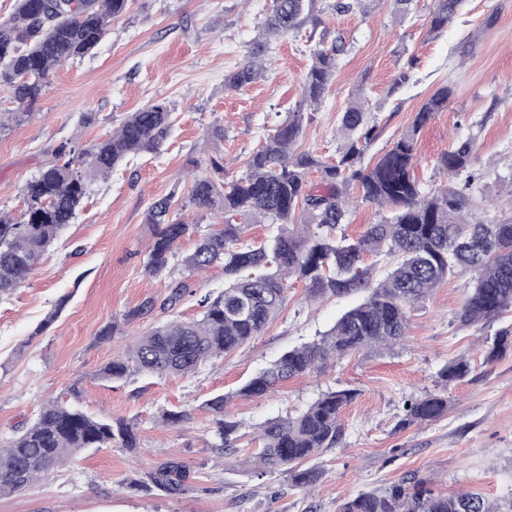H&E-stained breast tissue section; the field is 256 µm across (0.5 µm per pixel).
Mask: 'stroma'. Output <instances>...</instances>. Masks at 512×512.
Listing matches in <instances>:
<instances>
[{
	"mask_svg": "<svg viewBox=\"0 0 512 512\" xmlns=\"http://www.w3.org/2000/svg\"><path fill=\"white\" fill-rule=\"evenodd\" d=\"M335 3L316 0L319 25L270 39L261 77L228 90L224 78L258 38L269 0H135L113 19L93 55L56 68L34 117L0 138V210L16 214L25 207L26 182L54 160L62 143L103 139L127 113L158 101L173 112L162 151L93 180L74 223L27 282L0 300V442L31 424L42 404L58 400L128 421L137 446L81 452L22 492L0 496V512H336L343 499L410 476L436 494L473 491L512 500V346L487 357L489 339L512 329V313L462 325L458 313L474 277L468 270L412 308L401 345L329 359L262 397L237 391L283 353L329 330L360 295L311 301L294 283L260 336L194 374H136L117 382L99 375L166 318L157 308L125 318L146 299L168 293L167 278L143 266L153 233L149 207L170 194L186 195L191 174H205L210 157L221 156L228 174H240L280 114L300 101L302 77L320 41L342 40L345 50L323 103L309 113L299 149L336 161L341 113L356 92L376 126L364 155L373 163L407 130L421 103L447 85L453 90L447 109L435 114L416 144L419 188L428 195L462 185L464 176H448L439 158L452 145L471 143L480 177L464 222L512 220V0H465L440 33L429 30L436 0H412L405 13L395 0H359L345 12ZM86 113L94 123L81 124ZM216 123L224 138L213 143L208 133ZM54 309L58 317L38 332ZM111 322L117 326L112 338L100 339ZM462 355L471 374L445 383L442 369ZM340 389L356 397L342 414L338 445L309 462L322 474L311 492L292 487L280 471L261 474L247 464L261 424ZM442 390L446 416L405 424L408 399ZM220 393L231 395L229 415L239 424L234 460L219 458L205 406ZM181 410L188 413L182 423L162 424L163 412ZM170 458L190 468L184 494L124 486V479Z\"/></svg>",
	"mask_w": 512,
	"mask_h": 512,
	"instance_id": "35a3bbf8",
	"label": "stroma"
}]
</instances>
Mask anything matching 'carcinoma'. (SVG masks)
<instances>
[{
	"mask_svg": "<svg viewBox=\"0 0 512 512\" xmlns=\"http://www.w3.org/2000/svg\"><path fill=\"white\" fill-rule=\"evenodd\" d=\"M134 0H15L11 16L0 21V85L18 104L0 113V135L26 123L56 67L83 58L99 45L112 19L125 14ZM463 0H438L430 31L438 33L453 21ZM319 24L313 0H271L263 29L266 36H285L306 23ZM258 43L240 68L224 80L237 90L254 82L262 71ZM343 45L319 43L303 77L302 100L273 128L254 151L245 170L226 176L224 165L211 159V171L194 179L181 204L219 211L224 222L206 227L172 217L175 195L155 201L147 223L155 232L145 269L161 276L175 267L181 278L171 282L161 300L148 298L141 308L173 310L187 295L196 294L194 279L212 266L224 269V288L198 300L202 316L193 321L168 319L138 337L125 354L101 369L111 381L134 374L195 373L210 360L230 353L261 335L287 303L286 279L304 283L307 298L363 292V300L344 312L320 338L284 353L251 378L236 395L260 397L278 385L318 369L331 357H341L400 343L409 328L410 308L432 294L459 270L476 273L460 312L464 325L486 324L512 312V222L465 224L461 213L474 205L469 186L477 177L467 143L448 149L440 159L450 176L467 173L462 187L448 185L424 195L410 170L420 132L434 114L448 107L453 90L445 85L429 96L409 129L371 165H362L364 150L376 137L367 120L366 102L357 98L341 117L345 143L336 163H325L297 150L306 121L305 106H317L328 93ZM169 105L156 102L130 113L108 137L88 145L71 140L56 159L42 166L24 188L26 209L17 217L0 212V299L14 293L38 269L60 233L76 219L89 182L106 178L119 165L143 154H157L171 136ZM318 173L320 181L310 175ZM355 185L365 201L391 208L390 215L370 224L356 239L342 232L348 210L346 195ZM251 224H274L277 232L263 241L245 239ZM195 238L194 250L178 258L177 245ZM367 254L390 256L395 263L374 283L362 267ZM470 362L461 356L448 363L447 382L464 379ZM351 389L327 391L305 410L264 422L262 447L255 455L261 468L288 475L294 487L310 489L321 474L305 463L342 436L341 413L355 398ZM231 394L206 401L214 413L216 446L225 457L237 449L239 424L226 417ZM404 423H428L448 413L442 392L412 398L405 405ZM137 446V436L123 419L95 418L82 409L49 401L32 424L7 444H0V495L20 492L91 448ZM191 477L188 465L171 458L128 485L144 491L183 494ZM336 512H512L479 493L448 496L423 489V482L406 478L388 487L343 500Z\"/></svg>",
	"mask_w": 512,
	"mask_h": 512,
	"instance_id": "1",
	"label": "carcinoma"
}]
</instances>
